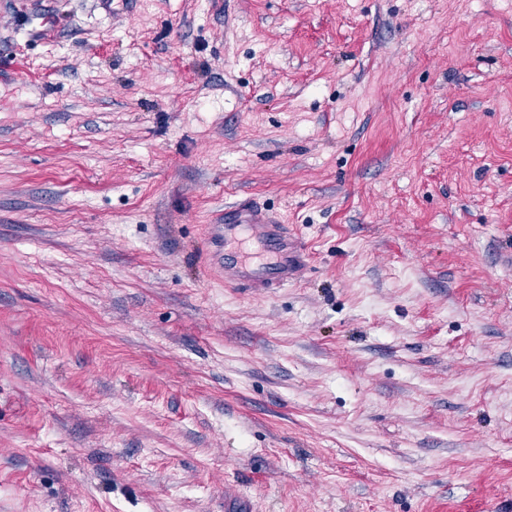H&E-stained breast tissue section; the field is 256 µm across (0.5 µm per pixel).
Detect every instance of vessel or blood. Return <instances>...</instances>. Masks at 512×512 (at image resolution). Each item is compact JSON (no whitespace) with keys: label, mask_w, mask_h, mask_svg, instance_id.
Here are the masks:
<instances>
[{"label":"vessel or blood","mask_w":512,"mask_h":512,"mask_svg":"<svg viewBox=\"0 0 512 512\" xmlns=\"http://www.w3.org/2000/svg\"><path fill=\"white\" fill-rule=\"evenodd\" d=\"M246 231L264 242L270 260L255 261L245 251L238 259L225 262L224 247L239 240ZM208 240L212 262L223 266L224 282L233 288L244 286L256 291L278 288L295 279L306 264L307 249L299 236L289 231L277 213L249 200L226 207L223 222L211 225Z\"/></svg>","instance_id":"1"}]
</instances>
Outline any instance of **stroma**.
I'll return each instance as SVG.
<instances>
[{
	"instance_id": "stroma-1",
	"label": "stroma",
	"mask_w": 512,
	"mask_h": 512,
	"mask_svg": "<svg viewBox=\"0 0 512 512\" xmlns=\"http://www.w3.org/2000/svg\"><path fill=\"white\" fill-rule=\"evenodd\" d=\"M233 504L512 512V0H0V512ZM244 231L264 242L271 254L270 261L255 262L249 252H242L239 260L224 262L223 248L231 241L240 240ZM208 240L211 261L223 267L224 283L232 288L244 286L255 291H266L288 284L306 265L307 249L298 235L288 231L277 213L250 200L235 202L224 208L222 223L210 224Z\"/></svg>"
}]
</instances>
